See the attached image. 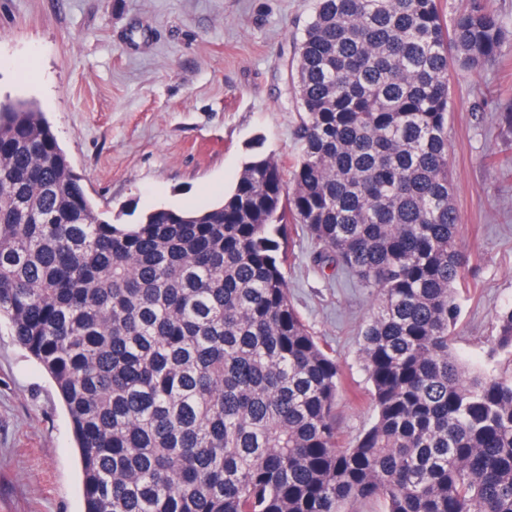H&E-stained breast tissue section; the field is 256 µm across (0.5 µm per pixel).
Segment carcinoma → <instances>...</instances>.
Returning a JSON list of instances; mask_svg holds the SVG:
<instances>
[{"mask_svg": "<svg viewBox=\"0 0 512 512\" xmlns=\"http://www.w3.org/2000/svg\"><path fill=\"white\" fill-rule=\"evenodd\" d=\"M505 26L485 0H316L294 51L285 189L246 162L206 210L102 217L43 113L0 101V319L70 420L83 512H512V308L498 373L451 350L469 257L449 175L448 65ZM372 299L374 418L338 442L342 372L288 295V225Z\"/></svg>", "mask_w": 512, "mask_h": 512, "instance_id": "obj_1", "label": "carcinoma"}]
</instances>
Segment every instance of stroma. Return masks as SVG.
Listing matches in <instances>:
<instances>
[{"label":"stroma","mask_w":512,"mask_h":512,"mask_svg":"<svg viewBox=\"0 0 512 512\" xmlns=\"http://www.w3.org/2000/svg\"><path fill=\"white\" fill-rule=\"evenodd\" d=\"M509 38L500 63L452 68L449 172L470 257L452 347L495 371L496 315L512 307V0H486ZM315 0H0V99L44 113L97 210L134 224L155 208H201L246 160L290 167L300 152L289 75ZM486 101L485 111H473ZM503 158L501 166L488 155ZM300 225L288 243L290 299L340 364V440L373 415L360 360L363 289L317 273ZM77 453L51 379L0 323V512H81Z\"/></svg>","instance_id":"stroma-1"}]
</instances>
